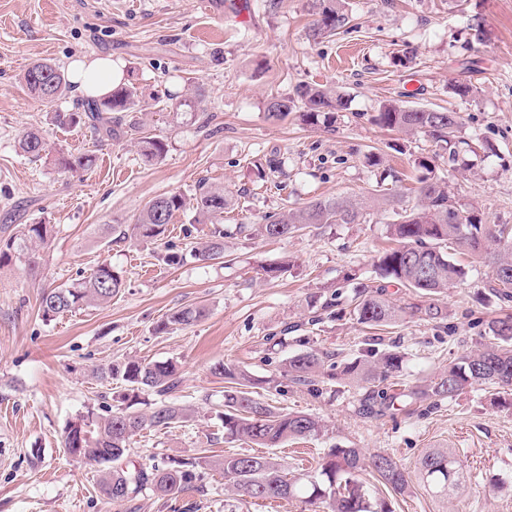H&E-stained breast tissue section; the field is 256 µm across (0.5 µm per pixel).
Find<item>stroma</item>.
Segmentation results:
<instances>
[{
    "instance_id": "obj_1",
    "label": "stroma",
    "mask_w": 512,
    "mask_h": 512,
    "mask_svg": "<svg viewBox=\"0 0 512 512\" xmlns=\"http://www.w3.org/2000/svg\"><path fill=\"white\" fill-rule=\"evenodd\" d=\"M247 2L240 17L209 0H0V227L45 222L54 229L39 275L14 263L0 267V512H301L296 501L241 496L210 469L199 489L163 497L147 485L131 506L112 505L95 469L68 455L62 436L77 414L113 404L114 385L94 378V369L130 358L177 361V400L193 410L186 421L133 437V463L257 453L252 443L225 439L217 416L224 382L212 369L239 364L257 378L258 398L326 426L320 436L267 449L290 473L315 471L331 448H359L391 455L406 469L409 488L390 495L393 512H512V408L486 387L421 415L368 418L359 412L366 385L341 383L316 396L284 375L297 352L331 351L344 360L372 346L400 352L401 381L433 378L480 348L488 320L512 314V301L489 288L490 264L459 255L468 274L443 294L444 321L405 314L371 327L346 312L347 278H374V259L389 244L387 202H377L366 224H326L276 241L237 231L318 196L366 198L392 171L399 177L393 192L413 202L420 156L435 157L438 175L486 224L512 225V0H349L353 30L319 40L309 35L308 0ZM403 49L412 53L409 63L394 65ZM85 55L126 66L141 97L133 116L166 142L162 158L142 161L131 134L103 142L88 128L50 124V109L85 103L77 89L52 106L27 94L21 78L33 62L65 68ZM302 83L332 84L346 95L334 130L293 115L267 118L268 100ZM460 83L472 95L454 94ZM197 86L206 92L200 103ZM168 89L179 99L163 102ZM384 101L457 112L463 133L486 149L472 168H450L426 136L372 123ZM32 128L42 130L50 151L37 162L18 149ZM60 151L92 153L96 164L84 173L60 170L51 160ZM372 153L382 165L368 162ZM275 157L285 162L278 189L261 178ZM203 180L233 198L223 223L226 260L163 262L167 245L182 250L209 238L211 225L194 223L189 212L175 215L164 240L114 241L113 225L133 224L147 201L192 195ZM283 260L286 274H265ZM103 263L125 282L112 301L43 320L45 289ZM334 292L342 316L312 322L311 302ZM196 304L209 309L201 321L157 331L171 313ZM431 448L455 449L467 475L451 503L419 481L416 463Z\"/></svg>"
}]
</instances>
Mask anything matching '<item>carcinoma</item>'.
Returning a JSON list of instances; mask_svg holds the SVG:
<instances>
[{"instance_id": "carcinoma-1", "label": "carcinoma", "mask_w": 512, "mask_h": 512, "mask_svg": "<svg viewBox=\"0 0 512 512\" xmlns=\"http://www.w3.org/2000/svg\"><path fill=\"white\" fill-rule=\"evenodd\" d=\"M314 16L310 28L313 38H323L347 29L350 23L346 0H311ZM22 81L27 91L45 103L65 96L70 81L56 64L43 60L33 63ZM138 103L137 87L126 79L100 103L84 105L82 112L56 111L51 121L60 128L88 125L101 138H116L138 132L141 126L128 120ZM344 94L332 86L302 84L289 96L273 97L266 106L267 117L284 119L292 112L307 125L330 128L336 113L345 109ZM374 123L391 131L423 134L448 153V164L466 166L472 144L462 136L458 113L446 109L408 108L393 102L379 106ZM140 155L155 160L165 152V143L156 136L139 137ZM19 149L31 161L42 159L47 144L37 129L26 131ZM96 163L90 153H63L55 165L63 170L88 171ZM415 166L421 170L414 189L415 203L397 208L399 194H371L366 199L341 197L317 198L301 207L291 208L280 216L265 218L258 233L267 239L288 237L312 224H363L370 215V202L380 198L395 207V219L389 232L399 245L381 252L374 261L376 279L352 283V312L361 324L385 326L405 312L425 321L440 322L447 317L440 295L466 279V269L452 257V251L464 249L473 255L491 252L494 260L491 290L504 301L512 299V241L497 251L491 246L512 238V226L502 224L492 229L483 224L480 210L459 204L448 182L435 173V159L419 157ZM461 205L467 213L462 224L448 223V210ZM231 198L221 186L202 182L191 198L180 193L155 197L139 211L133 233L143 240H161L179 212L193 213L197 224H221ZM51 227L41 222L24 224L0 246V265L10 261L30 271L38 267L40 253L48 248ZM207 262L224 257V233L213 232L211 238L187 253L169 252L164 262L177 265L186 257ZM400 285L420 298L407 307L394 304L388 288ZM124 287L121 275L110 264H101L93 272L70 284H62L43 292L40 301L42 317L48 321L74 309L98 306L117 296ZM207 315L198 305L179 310L161 321L156 329L167 332L175 326L185 328ZM490 341L474 353L448 364V368L424 385L394 388L389 378L402 366L403 357L395 351L375 348L349 362L336 361V353L311 350L288 357L285 375L288 380L317 395L323 386L338 381L365 383L370 391L360 405V413L378 415L400 405L404 408L429 402L433 407L464 393L475 384L489 388L512 389V315L491 320ZM214 373L224 379V436L246 440L260 448L280 446L291 439L315 437L322 432L321 422L302 412H283L270 403L254 397L256 379L245 369L220 364ZM101 381L116 380L121 384L116 399L125 407L100 414L92 410L79 414L65 426L62 447L86 464L97 468L98 486L103 496L114 505L134 500L140 489L150 483L162 496L173 495L193 486L201 478V470L218 469L239 493L255 499H297L307 512H392L388 502L373 497L364 475L371 471L386 489L404 494L409 487L405 471L388 454L366 457L360 448H331L321 459L313 475L288 476L283 466L268 456L231 454L221 459L210 456L174 458L159 467L123 464L130 441L147 428H168L190 417V409L173 397L180 385L176 363L127 359L97 370ZM143 392L159 397L149 413L135 409ZM418 475L426 490L435 498L453 500L466 482L465 472L456 453L450 448H431L418 460Z\"/></svg>"}]
</instances>
